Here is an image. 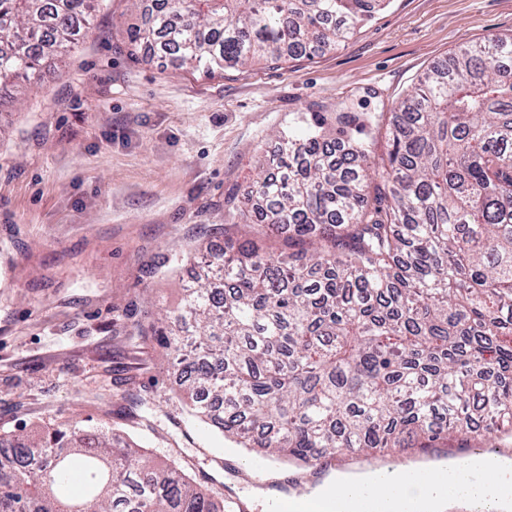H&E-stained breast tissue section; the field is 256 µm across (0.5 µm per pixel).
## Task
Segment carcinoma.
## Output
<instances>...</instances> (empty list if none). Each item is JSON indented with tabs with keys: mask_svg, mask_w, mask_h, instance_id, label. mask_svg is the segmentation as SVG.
I'll return each mask as SVG.
<instances>
[{
	"mask_svg": "<svg viewBox=\"0 0 512 512\" xmlns=\"http://www.w3.org/2000/svg\"><path fill=\"white\" fill-rule=\"evenodd\" d=\"M92 0H0V97L78 41ZM387 0H152L129 31L206 73L311 57ZM384 138L388 151L378 153ZM248 198L263 223L186 255L177 314L132 324L183 376L187 413L245 448L325 470L346 451L443 459L512 441V38L438 61L391 112L277 131ZM133 408L152 386L129 392ZM0 512H224L174 460L107 424L0 436Z\"/></svg>",
	"mask_w": 512,
	"mask_h": 512,
	"instance_id": "cac0c4a2",
	"label": "carcinoma"
}]
</instances>
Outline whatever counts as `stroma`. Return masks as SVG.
Masks as SVG:
<instances>
[{"instance_id":"1","label":"stroma","mask_w":512,"mask_h":512,"mask_svg":"<svg viewBox=\"0 0 512 512\" xmlns=\"http://www.w3.org/2000/svg\"><path fill=\"white\" fill-rule=\"evenodd\" d=\"M133 0H97L88 32L17 102L0 105V433L108 416L157 455L266 512L310 472L198 425L133 319L175 310L184 253L222 244L274 134L337 102L389 112L431 65L512 36V0H390L333 50L205 74L131 51ZM153 384L149 415L122 390ZM107 392V411L86 401Z\"/></svg>"}]
</instances>
